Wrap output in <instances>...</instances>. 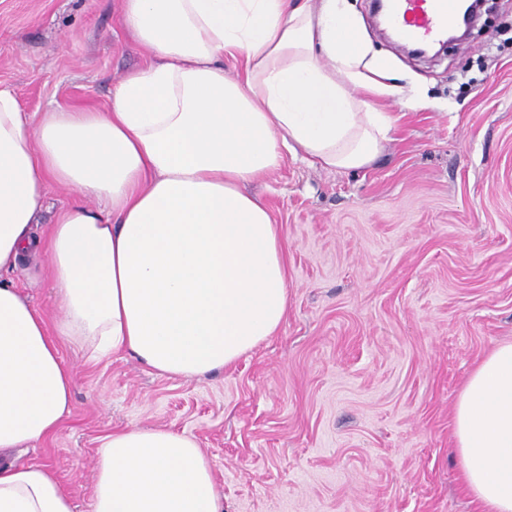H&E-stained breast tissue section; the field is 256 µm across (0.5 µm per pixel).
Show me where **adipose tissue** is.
Returning a JSON list of instances; mask_svg holds the SVG:
<instances>
[{
    "label": "adipose tissue",
    "mask_w": 512,
    "mask_h": 512,
    "mask_svg": "<svg viewBox=\"0 0 512 512\" xmlns=\"http://www.w3.org/2000/svg\"><path fill=\"white\" fill-rule=\"evenodd\" d=\"M151 59L108 111L32 120L0 87V453L54 433L75 377L66 337L99 362L122 354L158 373L204 376L274 336L288 312L281 231L246 190L284 150L329 169L369 166L390 94L345 0H123ZM242 62L234 76L224 59ZM72 201L43 236L48 181ZM47 260L61 314L47 324L11 278ZM453 433L467 492L512 512V342L469 374ZM0 512H74L43 463L0 465ZM92 512H224L210 459L185 433L113 432L95 463Z\"/></svg>",
    "instance_id": "obj_1"
}]
</instances>
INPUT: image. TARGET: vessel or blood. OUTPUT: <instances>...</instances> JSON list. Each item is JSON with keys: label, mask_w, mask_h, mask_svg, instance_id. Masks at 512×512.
<instances>
[{"label": "vessel or blood", "mask_w": 512, "mask_h": 512, "mask_svg": "<svg viewBox=\"0 0 512 512\" xmlns=\"http://www.w3.org/2000/svg\"><path fill=\"white\" fill-rule=\"evenodd\" d=\"M385 6L397 40L415 45L446 38L462 11L461 0H386Z\"/></svg>", "instance_id": "obj_1"}]
</instances>
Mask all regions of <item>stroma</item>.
Returning <instances> with one entry per match:
<instances>
[{
  "label": "stroma",
  "mask_w": 512,
  "mask_h": 512,
  "mask_svg": "<svg viewBox=\"0 0 512 512\" xmlns=\"http://www.w3.org/2000/svg\"><path fill=\"white\" fill-rule=\"evenodd\" d=\"M122 4L0 0V84L31 116L107 110L148 58ZM347 5L392 63L396 92L375 100L389 140L362 170L288 152L249 183L282 232L288 314L233 365L171 378L60 341L71 411L13 459L48 464L76 512H91L101 439L134 426L193 437L224 512H480L452 417L475 364L512 341V0L433 58L388 41L372 0ZM33 274L12 278L55 323L53 285Z\"/></svg>",
  "instance_id": "1"
}]
</instances>
